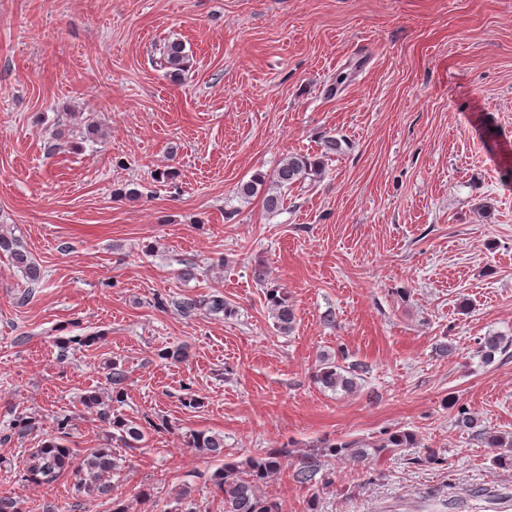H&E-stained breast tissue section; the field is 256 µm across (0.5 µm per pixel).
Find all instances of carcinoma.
Segmentation results:
<instances>
[{"mask_svg": "<svg viewBox=\"0 0 512 512\" xmlns=\"http://www.w3.org/2000/svg\"><path fill=\"white\" fill-rule=\"evenodd\" d=\"M190 58L185 45L179 40L166 42L160 49V57L155 59L157 67L166 70L171 77H179L189 66ZM323 161L308 155L292 153L284 157L274 170L271 180H266L261 173L254 174L248 181L240 184L238 194L250 198L260 192L264 193V203L268 210L275 211L283 203L282 190L303 181L308 177L321 174ZM0 251L8 254L12 264L23 274L32 288L41 286L45 278L40 264L23 248L20 242L12 237L0 234ZM277 328L286 333L292 330L296 322L295 309L289 304L286 296L276 288L266 292ZM206 308L211 312H222L232 315L233 309L218 295L204 296L200 299H187L179 302V308L185 314ZM483 359L494 360L497 353L507 351V345L498 336L487 337L479 346ZM346 355L341 358L321 356L315 371V379L326 388H341L352 392L358 387L357 379L364 372L359 363H345ZM103 421L125 434L123 437L126 448L138 449V442L144 437L143 427L126 418H113L110 409L100 411ZM456 425L464 430L476 432L478 419L464 406L457 408ZM488 443L493 448H505L507 452L496 456L495 462L500 466L512 467V440L491 436ZM189 447L196 448L205 454L218 458L224 455V437L218 434L207 435L194 433L190 435ZM416 445L415 435L411 432L390 434L380 444L384 449L413 448ZM329 454L337 456L345 454L352 460H366L365 452L358 449L354 441L331 443L327 445ZM287 450L274 448L259 457H247L241 461L224 463L209 478L214 493L221 495L223 512H280L277 501L263 496L260 486L281 471L282 459ZM117 467V459L109 448H91L82 456L75 450L53 440L45 442L41 447L33 449L25 459L24 482L31 485H49L57 481L66 471L74 477V488L77 494L108 496L112 493V485L107 477ZM324 469V461L318 454L303 457L293 473V479L301 485H310Z\"/></svg>", "mask_w": 512, "mask_h": 512, "instance_id": "cac0c4a2", "label": "carcinoma"}]
</instances>
